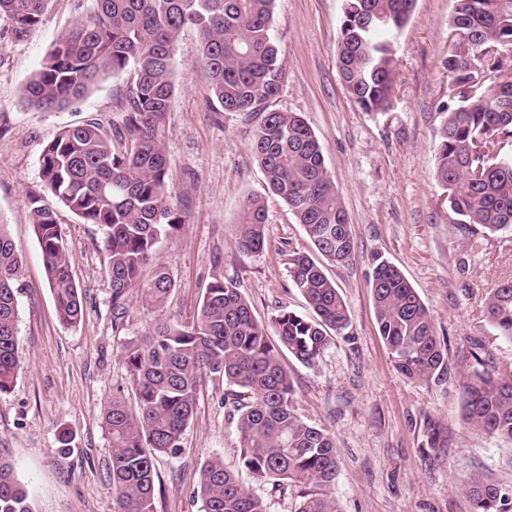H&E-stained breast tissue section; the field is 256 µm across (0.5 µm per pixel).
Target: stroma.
Returning a JSON list of instances; mask_svg holds the SVG:
<instances>
[{
    "label": "stroma",
    "instance_id": "obj_1",
    "mask_svg": "<svg viewBox=\"0 0 512 512\" xmlns=\"http://www.w3.org/2000/svg\"><path fill=\"white\" fill-rule=\"evenodd\" d=\"M453 2L417 0L395 46V80L383 112L362 110L342 84L336 52L344 0L275 3L272 31L284 80L270 107L299 113L315 132L354 237L350 261L325 267L349 309L350 338L335 337L312 366L281 356L295 384L296 414L335 436L340 471L333 494L341 512H473L463 480L480 474L512 486V441L461 416L462 375L477 360L501 373L512 370V342L485 315L490 289L512 280V232L461 234L436 179L438 131L453 101L444 65ZM89 7L90 0H49L30 38L0 42V223L25 260L20 370L10 392L0 395V455L11 461L33 512H114L112 442L102 420L125 382V350L160 324L192 322L213 275L237 280L270 341L278 339L272 318L279 311L314 316L291 280L289 257L315 248L288 204L268 191L251 152L260 118L214 109L198 33L187 27L175 47L165 126L185 226L155 255L175 288L159 306L142 289L131 290L124 323L114 327L102 231L60 205L57 220L85 309L78 325L58 321L28 192L40 188L43 149L61 128L90 112L108 125L121 122L120 82L105 78L83 100L52 112L27 108L22 94L47 51ZM251 196L263 198L268 213L259 254L240 251L234 241L239 209ZM378 258L400 269L447 339V377L420 384L396 371L369 287ZM230 391L223 379H203L179 454L156 461L157 512H202L194 487L202 463L214 456L262 499L266 512H295L298 487L257 482L244 468L224 401ZM428 416L450 435L436 456L424 452Z\"/></svg>",
    "mask_w": 512,
    "mask_h": 512
}]
</instances>
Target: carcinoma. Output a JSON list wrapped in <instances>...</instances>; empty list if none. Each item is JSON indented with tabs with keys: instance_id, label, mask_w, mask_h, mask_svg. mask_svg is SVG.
Returning a JSON list of instances; mask_svg holds the SVG:
<instances>
[{
	"instance_id": "1",
	"label": "carcinoma",
	"mask_w": 512,
	"mask_h": 512,
	"mask_svg": "<svg viewBox=\"0 0 512 512\" xmlns=\"http://www.w3.org/2000/svg\"><path fill=\"white\" fill-rule=\"evenodd\" d=\"M47 0H0V20L16 42L42 23ZM276 0H91L88 12L28 78L26 105L46 112L85 98L105 76L124 79L117 104L122 125L107 128L89 115L63 128L41 158V189L28 194L56 314L76 325L84 304L49 194L85 224L102 230L106 273L112 285V318L123 323L130 289L149 302H165L173 288L161 269L143 284V269L161 240L179 232L173 206L174 176L166 158L164 128L174 93L173 56L186 26L200 39V61L211 83L213 106L223 112L261 114L251 150L268 190L290 206L306 236L329 263L353 253L351 225L325 167L315 132L296 112L268 102L280 89V49L271 32ZM415 0H345L337 60L349 95L367 112L388 109L395 44ZM451 28L460 42L494 46L495 80L473 82L466 60L448 57L458 104L447 109L436 153V177L448 189L453 223L466 232L512 231V159L492 162L502 138H512V0H454ZM482 166L480 175L471 170ZM267 211L248 197L236 222V246L260 253L267 243ZM24 260L0 224V394L11 390L19 369L18 295ZM291 277L317 320L280 311L273 322L278 344L267 340L236 280L216 276L205 288L196 319L163 324L123 362L135 407L120 395L103 417L112 440L110 479L116 512H157L156 458L175 455L192 418L206 375L239 388L233 419L244 467L261 482L304 488L296 512H341L331 494L340 469L334 435L300 419L294 382L280 360L288 351L306 365L328 348L330 332L350 326L348 307L322 266L292 256ZM370 288L380 335L399 374L429 381L448 375V352L430 311L401 271L380 260ZM486 315L498 335L512 341V281L490 290ZM464 420L489 435L512 440V381L488 370L465 376ZM427 448L448 447V431L425 417ZM474 512H512V487L479 476L464 484ZM203 512H265L263 501L240 484L214 456L200 468L195 490ZM0 512H32L12 464L0 457Z\"/></svg>"
}]
</instances>
